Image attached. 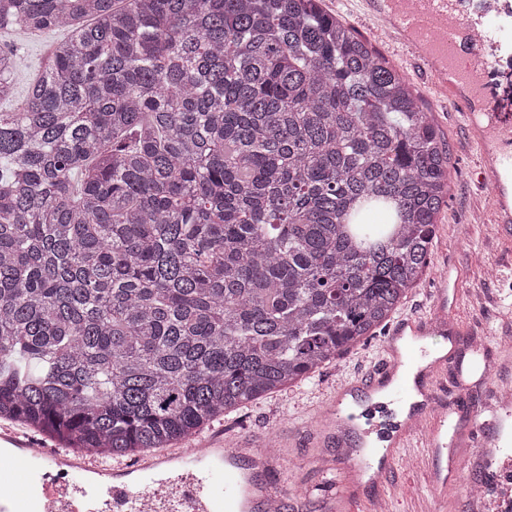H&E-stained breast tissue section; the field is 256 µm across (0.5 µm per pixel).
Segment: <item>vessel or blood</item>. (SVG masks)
Returning a JSON list of instances; mask_svg holds the SVG:
<instances>
[{
    "label": "vessel or blood",
    "instance_id": "vessel-or-blood-1",
    "mask_svg": "<svg viewBox=\"0 0 512 512\" xmlns=\"http://www.w3.org/2000/svg\"><path fill=\"white\" fill-rule=\"evenodd\" d=\"M368 12L385 19L390 33L423 65L433 89L456 104L483 148L482 179L492 185L501 239L512 241V114L476 113L488 95L487 53L512 45V0H364ZM447 288L434 292L425 315L399 318L388 330L383 355L366 373L343 380L314 422L318 446L336 447L340 477L367 472L372 482L390 477L403 449L421 448L433 460L447 458L430 473L441 512L448 489L459 478L466 455L483 458L497 447L501 415L512 405L490 389L485 417H472L459 431L455 416L465 395L441 398L447 356H435L425 336H454ZM370 416L376 439L365 455L344 451L336 418L360 425ZM279 462L266 438H239L232 451L223 440L205 450L168 448L126 464L107 466L92 454H70L36 443L28 434L0 428V512H265L283 495L271 479ZM361 494L343 490L326 498L324 512H356Z\"/></svg>",
    "mask_w": 512,
    "mask_h": 512
}]
</instances>
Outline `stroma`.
I'll use <instances>...</instances> for the list:
<instances>
[{"instance_id": "stroma-1", "label": "stroma", "mask_w": 512, "mask_h": 512, "mask_svg": "<svg viewBox=\"0 0 512 512\" xmlns=\"http://www.w3.org/2000/svg\"><path fill=\"white\" fill-rule=\"evenodd\" d=\"M323 9L340 18L368 40L406 77L430 112L433 123L450 148L448 199L437 218L431 270L403 302L399 315L427 310L441 269L463 270L460 299L453 317L464 327L459 338L461 362L479 358L501 381L512 384V369L504 355H512V250L500 240L488 191L477 183L481 151L457 108L436 97L418 66L400 49L375 32L371 16L356 0H321ZM385 330L368 339L310 382L271 395L246 409L225 416V436L272 437L285 446L273 479L286 493V512H321L320 501L335 494L336 483L325 471L324 448L314 446L306 422L321 409L337 383L379 362ZM387 512H434L435 501L424 468H399L379 490Z\"/></svg>"}]
</instances>
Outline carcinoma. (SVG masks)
<instances>
[{
	"label": "carcinoma",
	"instance_id": "carcinoma-1",
	"mask_svg": "<svg viewBox=\"0 0 512 512\" xmlns=\"http://www.w3.org/2000/svg\"><path fill=\"white\" fill-rule=\"evenodd\" d=\"M57 31L0 112V420L132 458L374 336L427 275L449 153L320 0H0ZM24 59L0 47V104Z\"/></svg>",
	"mask_w": 512,
	"mask_h": 512
}]
</instances>
